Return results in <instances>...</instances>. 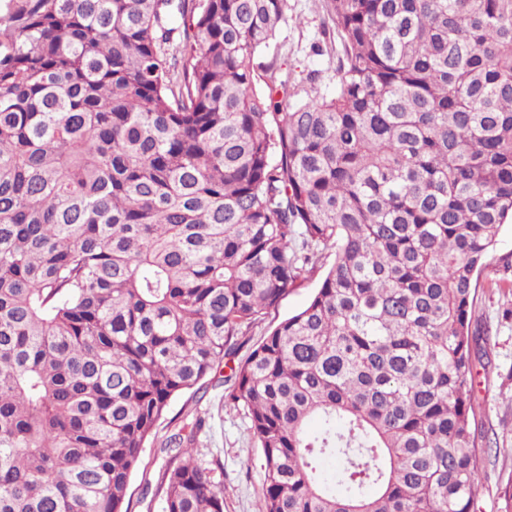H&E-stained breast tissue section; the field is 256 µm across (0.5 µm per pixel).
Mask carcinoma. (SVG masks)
Returning a JSON list of instances; mask_svg holds the SVG:
<instances>
[{"label": "carcinoma", "mask_w": 512, "mask_h": 512, "mask_svg": "<svg viewBox=\"0 0 512 512\" xmlns=\"http://www.w3.org/2000/svg\"><path fill=\"white\" fill-rule=\"evenodd\" d=\"M329 19L335 90L292 105L257 62L288 0H0V512H129L171 400L321 248L319 288L224 396L262 451L260 512H477L512 0H329ZM205 425L161 443L163 512H224Z\"/></svg>", "instance_id": "obj_1"}]
</instances>
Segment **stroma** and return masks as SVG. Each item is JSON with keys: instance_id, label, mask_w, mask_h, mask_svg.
<instances>
[{"instance_id": "1", "label": "stroma", "mask_w": 512, "mask_h": 512, "mask_svg": "<svg viewBox=\"0 0 512 512\" xmlns=\"http://www.w3.org/2000/svg\"><path fill=\"white\" fill-rule=\"evenodd\" d=\"M340 51L325 0H288V21L280 28L270 53L277 59L280 77L288 81L291 102L306 101L316 90L331 91ZM496 254L497 262L482 272L476 290L474 316L490 331L491 365L477 372L474 389L481 405L479 432L501 435L502 441L498 449L479 452L478 512H512V501L504 496L505 489L512 487V270H505L501 264L502 257L512 254L511 225L503 226ZM332 261V253L322 254L317 263L318 274L290 289L250 336L248 345L225 357L223 367L207 383L204 395L187 391L171 401L156 436L143 450L140 469L130 480L129 512H163L161 495H144L143 488L146 481L156 480L165 463L160 451L162 440L195 414L207 420L198 445L201 459H217L223 465L224 512H258L263 498L262 452L251 434L243 407L225 404V382L251 345L259 343L265 332L308 303L319 286L321 271Z\"/></svg>"}]
</instances>
